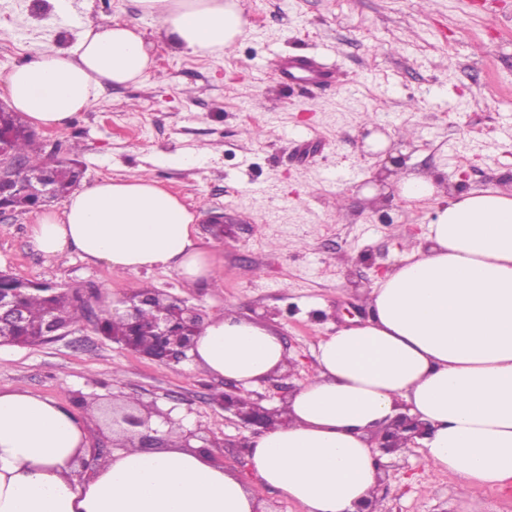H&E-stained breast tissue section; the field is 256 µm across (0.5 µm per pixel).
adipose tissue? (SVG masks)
<instances>
[{
	"instance_id": "1",
	"label": "adipose tissue",
	"mask_w": 512,
	"mask_h": 512,
	"mask_svg": "<svg viewBox=\"0 0 512 512\" xmlns=\"http://www.w3.org/2000/svg\"><path fill=\"white\" fill-rule=\"evenodd\" d=\"M167 38L198 54L247 32L238 0H136ZM151 57L136 19L86 27L66 52L36 51L5 83L12 107L38 128L64 127L104 86L146 80ZM403 197L433 202L427 247L372 288L373 316L318 346V369L287 402L288 421L249 442L253 474L306 512H353L378 488L374 428L405 413L428 422L423 461L482 489L512 481V193L441 194L434 178L403 172ZM194 214L149 178H102L61 211L38 214L35 248L78 253L116 272L170 268L187 284L214 282L215 262L192 237ZM193 367L249 390L289 355L265 324L210 317ZM146 449L115 434L116 451L93 473L86 419L58 400L0 389V512H256L235 473L183 447Z\"/></svg>"
}]
</instances>
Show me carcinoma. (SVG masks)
Instances as JSON below:
<instances>
[{"label": "carcinoma", "mask_w": 512, "mask_h": 512, "mask_svg": "<svg viewBox=\"0 0 512 512\" xmlns=\"http://www.w3.org/2000/svg\"><path fill=\"white\" fill-rule=\"evenodd\" d=\"M0 146L22 158L31 173L46 174L51 196H38L27 187V178H19L20 188L10 200L14 208L26 210L46 202L64 201L78 184L79 165L70 158H44L34 148V133L18 112H0ZM10 293L22 309V319L0 323V342L9 345H28L41 341L48 321L60 326L77 324L88 314L85 302L78 292L48 282L29 280L20 282L14 276L0 275V290ZM148 295L149 305L138 314V323L112 316L108 312L97 318V329L103 336L112 337L129 331L134 335L133 352H157L164 343L153 336V320L162 314L172 315L176 309L171 296L156 291L134 292L130 298Z\"/></svg>", "instance_id": "carcinoma-1"}]
</instances>
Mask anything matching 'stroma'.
I'll use <instances>...</instances> for the list:
<instances>
[{
	"label": "stroma",
	"instance_id": "1",
	"mask_svg": "<svg viewBox=\"0 0 512 512\" xmlns=\"http://www.w3.org/2000/svg\"><path fill=\"white\" fill-rule=\"evenodd\" d=\"M77 23L58 0H0V101L5 78L36 48L66 51L87 21L139 17L134 0H77ZM249 31L224 52L177 47L139 17L153 71L107 87L59 130L37 129L42 156L76 153L83 183L148 176L194 212L193 236L218 282L185 284L171 269L117 273L32 244L34 211L0 216V271L81 290L89 318L67 336L0 345V388H25L86 413L111 445L113 410L149 405L150 434L176 423L193 447L237 472L266 512H305L262 484L247 460L251 429L213 396L222 380L191 360L163 364L94 327L99 297L142 288L181 298L211 317L233 309L281 336L293 362L248 395L284 412L282 390L316 372L315 351L344 326L366 322L365 296L425 242L431 206L399 193L365 195L379 170L362 131L385 125L407 169L438 173L440 189L512 191V0H240ZM308 56L340 82L322 91L286 85L273 56ZM390 223H381V215ZM224 227L223 236L208 231ZM380 512H512V482L463 489L418 449L383 456Z\"/></svg>",
	"mask_w": 512,
	"mask_h": 512
}]
</instances>
